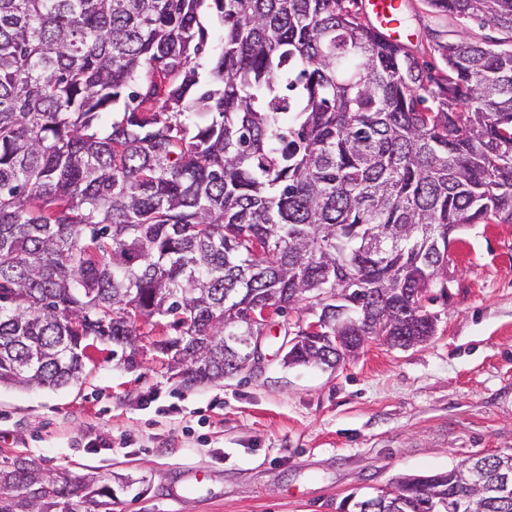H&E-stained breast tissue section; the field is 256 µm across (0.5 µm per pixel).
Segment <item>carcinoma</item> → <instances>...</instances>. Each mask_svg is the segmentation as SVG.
<instances>
[{
  "instance_id": "cac0c4a2",
  "label": "carcinoma",
  "mask_w": 512,
  "mask_h": 512,
  "mask_svg": "<svg viewBox=\"0 0 512 512\" xmlns=\"http://www.w3.org/2000/svg\"><path fill=\"white\" fill-rule=\"evenodd\" d=\"M223 27L207 72L208 29ZM504 37L432 31L438 73L358 0H0V384L62 387L89 341L138 363L140 323L186 386L239 372L224 336L249 306L357 341L434 335L406 291L444 288L452 235L512 223V0H426ZM288 365L317 364L315 341ZM404 477L362 512L453 496L512 512L501 460ZM112 485L0 463V512H112Z\"/></svg>"
}]
</instances>
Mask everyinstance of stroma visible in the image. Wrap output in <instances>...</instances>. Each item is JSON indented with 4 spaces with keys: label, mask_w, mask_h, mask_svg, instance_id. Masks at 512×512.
<instances>
[{
    "label": "stroma",
    "mask_w": 512,
    "mask_h": 512,
    "mask_svg": "<svg viewBox=\"0 0 512 512\" xmlns=\"http://www.w3.org/2000/svg\"><path fill=\"white\" fill-rule=\"evenodd\" d=\"M403 12L434 65L427 27L495 33L432 17L425 0ZM448 273L446 295L426 304L430 341L375 340L334 369L284 365L286 334L310 320L294 310L265 326L258 369L218 381L187 388L156 353L130 369L103 350L66 386H2L0 462L120 480L114 512H339L396 477L512 453V224L463 227Z\"/></svg>",
    "instance_id": "obj_1"
}]
</instances>
